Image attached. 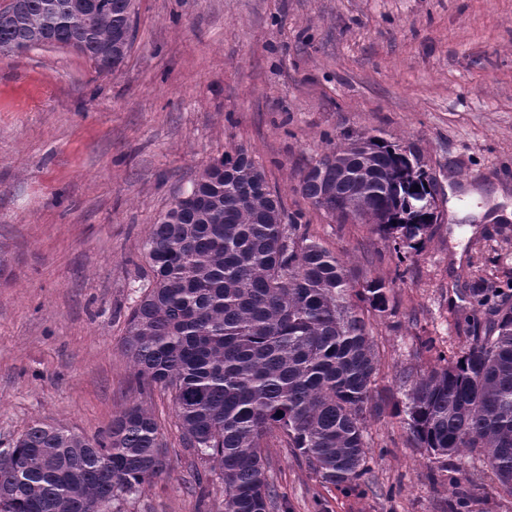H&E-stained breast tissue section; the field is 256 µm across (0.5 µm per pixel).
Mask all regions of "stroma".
Segmentation results:
<instances>
[{"label": "stroma", "mask_w": 512, "mask_h": 512, "mask_svg": "<svg viewBox=\"0 0 512 512\" xmlns=\"http://www.w3.org/2000/svg\"><path fill=\"white\" fill-rule=\"evenodd\" d=\"M134 26L103 75L70 47L0 52V451L33 422L92 438L140 404L171 468L119 512H224L222 478L185 447L170 392L139 383L124 337L151 225L241 147L287 215L389 283L395 306L371 319L392 398L365 424L368 473L326 483L270 440L290 512H448L454 494L463 512H512L481 459L463 455L450 485L402 419L414 379L469 344L465 289L512 286V0H136ZM362 133L413 143L437 182L418 249L298 190Z\"/></svg>", "instance_id": "35a3bbf8"}]
</instances>
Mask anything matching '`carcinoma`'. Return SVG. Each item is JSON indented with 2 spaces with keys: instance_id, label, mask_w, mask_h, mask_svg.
Wrapping results in <instances>:
<instances>
[{
  "instance_id": "carcinoma-1",
  "label": "carcinoma",
  "mask_w": 512,
  "mask_h": 512,
  "mask_svg": "<svg viewBox=\"0 0 512 512\" xmlns=\"http://www.w3.org/2000/svg\"><path fill=\"white\" fill-rule=\"evenodd\" d=\"M134 0H18L0 15V51L72 47L96 73L121 64ZM302 195L341 222L414 250L437 216L414 145L362 134L301 174ZM152 224V272L124 344L137 377L172 393L187 447L224 481V512H288L270 482L266 440L283 437L326 482L369 470L367 418L379 414V360L363 305L389 310L390 285L367 279L286 220L281 197L243 148L213 159ZM483 318L470 345L414 383L406 424L415 446L459 471L476 453L512 494V292L470 288ZM158 424L127 408L90 440L34 422L0 452V512H112V502L167 472Z\"/></svg>"
}]
</instances>
